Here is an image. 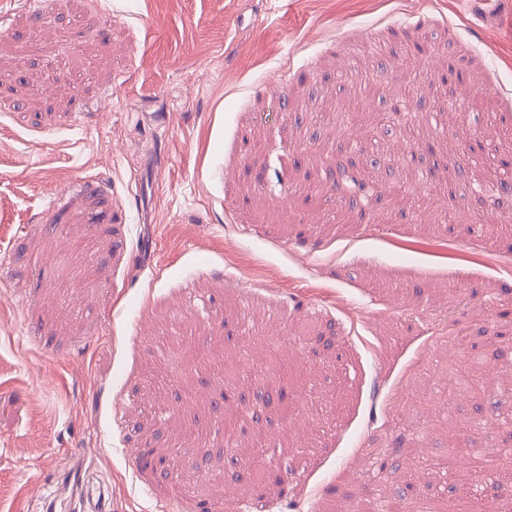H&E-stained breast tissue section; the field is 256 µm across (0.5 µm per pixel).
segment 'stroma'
Instances as JSON below:
<instances>
[{
  "mask_svg": "<svg viewBox=\"0 0 512 512\" xmlns=\"http://www.w3.org/2000/svg\"><path fill=\"white\" fill-rule=\"evenodd\" d=\"M0 41V512L92 487L107 512H512L483 482L512 397L405 407L448 386L456 322L507 362L512 0H0ZM410 173L422 208L394 210ZM248 353L299 411L228 447L225 409L262 396ZM258 439L287 483L228 486ZM470 439L491 454L443 470Z\"/></svg>",
  "mask_w": 512,
  "mask_h": 512,
  "instance_id": "35a3bbf8",
  "label": "stroma"
}]
</instances>
